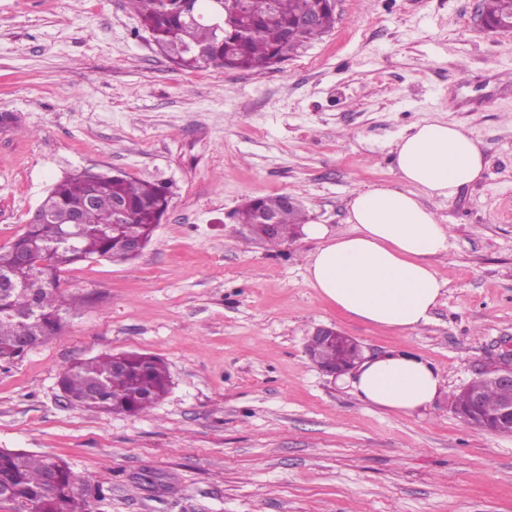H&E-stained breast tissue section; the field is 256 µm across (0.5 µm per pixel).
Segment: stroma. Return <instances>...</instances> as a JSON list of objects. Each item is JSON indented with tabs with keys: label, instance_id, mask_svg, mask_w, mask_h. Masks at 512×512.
Wrapping results in <instances>:
<instances>
[{
	"label": "stroma",
	"instance_id": "35a3bbf8",
	"mask_svg": "<svg viewBox=\"0 0 512 512\" xmlns=\"http://www.w3.org/2000/svg\"><path fill=\"white\" fill-rule=\"evenodd\" d=\"M482 0H338L332 31L271 69L186 70L128 0H0V245L46 190L92 167L160 183L141 255L61 275L87 296L59 333L0 367V448L64 460L89 512H512V435L464 424L451 397L512 351V34ZM426 121L484 145L481 181L426 199L449 228L443 296L410 331L365 324L306 279L319 240L255 239L237 211L286 195L347 234L354 191L400 180L392 142ZM365 354L406 350L443 389L402 414L362 403L305 352L316 327ZM162 358L148 413L71 404L59 373L103 352Z\"/></svg>",
	"mask_w": 512,
	"mask_h": 512
}]
</instances>
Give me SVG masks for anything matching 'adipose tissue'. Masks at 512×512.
Wrapping results in <instances>:
<instances>
[{
  "label": "adipose tissue",
  "mask_w": 512,
  "mask_h": 512,
  "mask_svg": "<svg viewBox=\"0 0 512 512\" xmlns=\"http://www.w3.org/2000/svg\"><path fill=\"white\" fill-rule=\"evenodd\" d=\"M399 186L354 192L347 221L353 230L329 235L310 224L321 240L310 255L307 281L351 318L400 331L428 323L444 284L431 264L447 252L449 234L422 196L450 199L480 181L484 148L461 125L424 122L410 126L395 143ZM366 405L409 414L430 405L443 379L427 361L408 351L362 360L343 377Z\"/></svg>",
  "instance_id": "adipose-tissue-1"
}]
</instances>
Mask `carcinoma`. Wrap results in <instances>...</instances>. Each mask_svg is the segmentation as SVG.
Returning a JSON list of instances; mask_svg holds the SVG:
<instances>
[{"label":"carcinoma","instance_id":"cac0c4a2","mask_svg":"<svg viewBox=\"0 0 512 512\" xmlns=\"http://www.w3.org/2000/svg\"><path fill=\"white\" fill-rule=\"evenodd\" d=\"M128 3L156 47L192 69L265 70L321 38L335 23V8L325 0H244L243 17L232 19L224 33L204 18L208 0L198 2L201 18L189 17L183 0ZM301 15L312 17L316 26L303 29L297 21ZM482 16L512 21V0H482ZM168 208L165 186L123 173L88 168L56 181L37 207L43 223L26 225L23 233L0 246V278L16 285L0 289V365L21 356L24 337L45 340L57 334L63 315L78 306L80 297L61 290V273L95 257L110 262L134 259L123 239L133 235L150 242ZM75 209L80 210L82 224L73 247L60 230L68 227ZM258 210L277 214L275 234L256 229L272 242L294 236L305 221L299 205L288 206L284 196L277 195L246 203L239 211L240 223H253ZM117 356L124 361L122 372L112 371ZM169 385L166 363L137 352L102 353L75 361L60 375L70 402L103 413H147L166 396ZM504 397L498 388L487 387L484 411L496 412ZM88 486L89 480H77L59 459L0 449V488L13 512H87L84 489Z\"/></svg>","mask_w":512,"mask_h":512}]
</instances>
